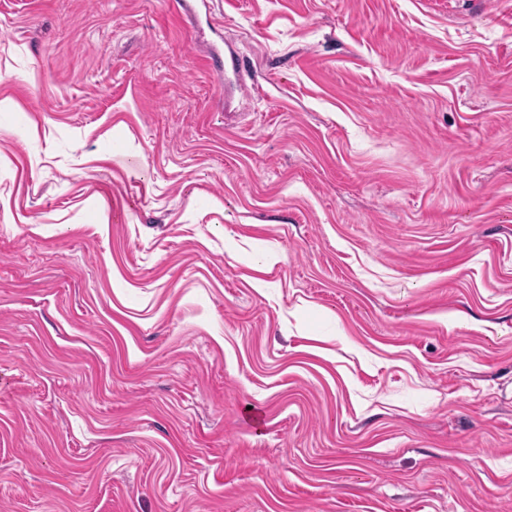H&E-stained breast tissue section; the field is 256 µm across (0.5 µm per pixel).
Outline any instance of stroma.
<instances>
[{"label": "stroma", "mask_w": 512, "mask_h": 512, "mask_svg": "<svg viewBox=\"0 0 512 512\" xmlns=\"http://www.w3.org/2000/svg\"><path fill=\"white\" fill-rule=\"evenodd\" d=\"M0 512H512V0H0Z\"/></svg>", "instance_id": "obj_1"}]
</instances>
